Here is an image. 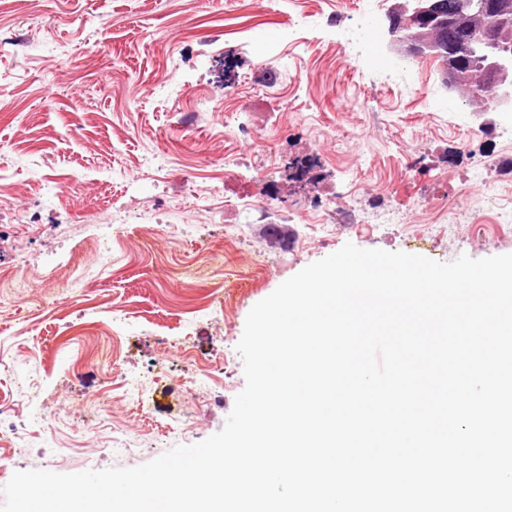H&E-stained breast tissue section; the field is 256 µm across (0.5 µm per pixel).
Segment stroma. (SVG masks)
<instances>
[{
    "instance_id": "35a3bbf8",
    "label": "stroma",
    "mask_w": 512,
    "mask_h": 512,
    "mask_svg": "<svg viewBox=\"0 0 512 512\" xmlns=\"http://www.w3.org/2000/svg\"><path fill=\"white\" fill-rule=\"evenodd\" d=\"M386 0H0V275L24 269L26 298L0 304V400L19 401L8 472L136 467L217 433L245 386L236 351L251 308L307 265L351 243L439 262L512 253L487 224L512 204V114L475 129L434 58L400 61L381 32ZM108 43L109 56L97 54ZM77 59L61 69L60 54ZM232 100H225V91ZM324 159L314 189L291 161ZM237 162L233 180L224 160ZM413 168H405L406 158ZM75 175L67 201L56 183ZM287 185L273 202L269 184ZM372 186L374 201L356 184ZM355 214L304 221L309 193ZM214 194L205 216L176 201ZM456 195L471 223L429 218L425 197ZM126 226L112 265L84 245L98 224ZM80 250V302L35 309L53 269ZM224 254L223 281L180 273ZM185 341L189 352L175 344ZM214 364L219 385L187 392ZM155 381L146 409L114 399L98 426L106 373ZM59 434L48 440L43 425ZM190 424L184 433L182 424Z\"/></svg>"
}]
</instances>
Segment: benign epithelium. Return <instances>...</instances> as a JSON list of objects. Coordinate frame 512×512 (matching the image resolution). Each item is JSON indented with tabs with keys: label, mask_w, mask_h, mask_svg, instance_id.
I'll return each mask as SVG.
<instances>
[{
	"label": "benign epithelium",
	"mask_w": 512,
	"mask_h": 512,
	"mask_svg": "<svg viewBox=\"0 0 512 512\" xmlns=\"http://www.w3.org/2000/svg\"><path fill=\"white\" fill-rule=\"evenodd\" d=\"M460 16L480 20V40L453 25ZM387 21L389 51L404 59L439 60L441 83L450 93L467 80V57L482 52L486 92L473 98L470 111L512 112V43L505 36L512 14L503 0H394Z\"/></svg>",
	"instance_id": "obj_1"
}]
</instances>
